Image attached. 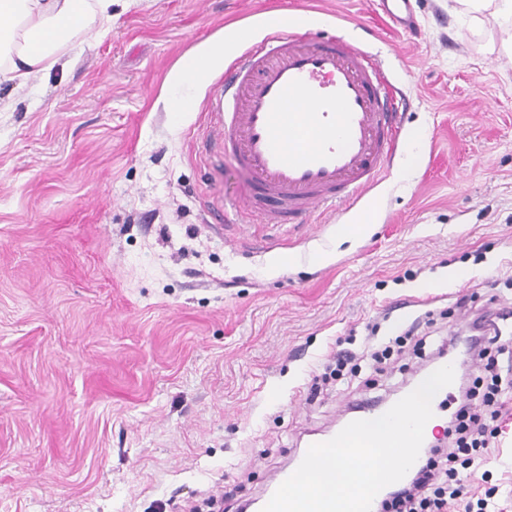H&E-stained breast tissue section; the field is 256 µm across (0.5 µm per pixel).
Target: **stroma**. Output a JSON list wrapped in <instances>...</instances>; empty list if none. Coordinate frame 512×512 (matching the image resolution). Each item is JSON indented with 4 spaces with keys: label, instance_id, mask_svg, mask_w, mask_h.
<instances>
[{
    "label": "stroma",
    "instance_id": "1",
    "mask_svg": "<svg viewBox=\"0 0 512 512\" xmlns=\"http://www.w3.org/2000/svg\"><path fill=\"white\" fill-rule=\"evenodd\" d=\"M316 16L406 88L404 138L362 199L306 224L235 208L248 179L211 115L221 73L168 108L180 60ZM32 88L0 84V512H172L258 496L316 434L381 399L456 335L512 309V58L506 29L418 0H112ZM424 159L411 175L413 149ZM367 225L346 236L342 225ZM418 299L411 311L397 302ZM420 321L383 371L308 393L331 355ZM468 478L512 512V397ZM383 14L403 29L412 22L411 0H379Z\"/></svg>",
    "mask_w": 512,
    "mask_h": 512
}]
</instances>
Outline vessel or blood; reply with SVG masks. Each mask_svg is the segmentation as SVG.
<instances>
[{
	"label": "vessel or blood",
	"instance_id": "vessel-or-blood-1",
	"mask_svg": "<svg viewBox=\"0 0 512 512\" xmlns=\"http://www.w3.org/2000/svg\"><path fill=\"white\" fill-rule=\"evenodd\" d=\"M380 6L411 23V0ZM407 102L355 42L305 38L293 21L270 31L225 67L215 99L223 149L250 181L243 210L264 224H304L359 198L394 158Z\"/></svg>",
	"mask_w": 512,
	"mask_h": 512
}]
</instances>
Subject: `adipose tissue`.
<instances>
[{"label":"adipose tissue","mask_w":512,"mask_h":512,"mask_svg":"<svg viewBox=\"0 0 512 512\" xmlns=\"http://www.w3.org/2000/svg\"><path fill=\"white\" fill-rule=\"evenodd\" d=\"M77 0H0V80L27 86L56 65L59 48L86 24ZM225 43L186 57L170 81V111H184L192 91L223 66Z\"/></svg>","instance_id":"obj_1"}]
</instances>
